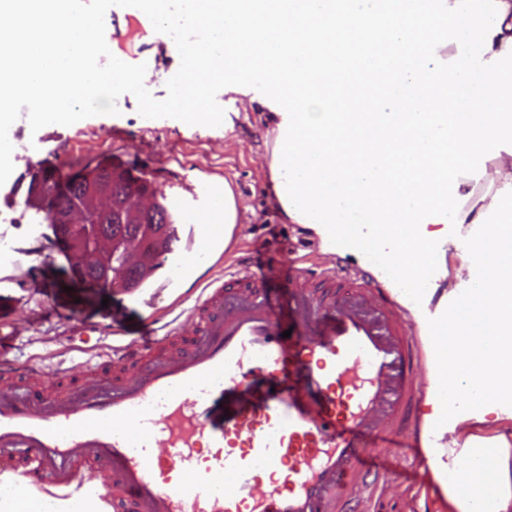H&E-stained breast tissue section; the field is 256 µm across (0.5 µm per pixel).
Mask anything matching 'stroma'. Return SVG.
Masks as SVG:
<instances>
[{
    "instance_id": "35a3bbf8",
    "label": "stroma",
    "mask_w": 512,
    "mask_h": 512,
    "mask_svg": "<svg viewBox=\"0 0 512 512\" xmlns=\"http://www.w3.org/2000/svg\"><path fill=\"white\" fill-rule=\"evenodd\" d=\"M105 39L112 53L147 66L144 83L165 99L166 83L180 58L173 40L157 33L147 15L132 7L105 14ZM204 107L238 110L243 119L233 134L223 127L189 125L163 117L144 120L133 94H123L115 115H98L72 125L52 124L14 139L15 174L44 164L76 171L103 156H116L146 172L167 194L231 180L246 219L237 225L223 255L200 253L188 265L160 269L145 288H100L74 281L59 255L43 253L49 230L43 224H13L6 233L20 265H0V356L42 368L47 379L61 369L79 372L94 364L101 346L112 344L123 327L145 328L163 316L175 299L191 305L193 288L237 266L276 279L283 265L322 271L370 264L368 255L322 251L302 225L282 223L268 177L266 129L248 104L231 101L220 83L196 86ZM387 481L368 503L369 512H448V502L432 484L412 449H395Z\"/></svg>"
}]
</instances>
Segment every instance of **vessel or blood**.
<instances>
[{
	"mask_svg": "<svg viewBox=\"0 0 512 512\" xmlns=\"http://www.w3.org/2000/svg\"><path fill=\"white\" fill-rule=\"evenodd\" d=\"M224 238L191 225L189 259ZM283 303L246 273L209 279L152 344L47 387L0 362V477L23 498L95 499L102 512H347L384 481L425 399L426 358L362 267L286 277Z\"/></svg>",
	"mask_w": 512,
	"mask_h": 512,
	"instance_id": "vessel-or-blood-1",
	"label": "vessel or blood"
}]
</instances>
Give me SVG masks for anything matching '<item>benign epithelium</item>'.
I'll return each mask as SVG.
<instances>
[{"label":"benign epithelium","instance_id":"1","mask_svg":"<svg viewBox=\"0 0 512 512\" xmlns=\"http://www.w3.org/2000/svg\"><path fill=\"white\" fill-rule=\"evenodd\" d=\"M31 209L46 208V198L41 184L34 183L23 198ZM154 197L151 191H135L127 194L117 204L112 198V177L105 176L89 185L72 204L60 206L51 212L56 224H66L78 232L82 247L74 260L73 275L81 280L80 270L100 267L105 276L112 277V256H122L124 266H135L145 259L143 243L139 239L112 240L99 233V225L110 219L123 224L135 220L152 210Z\"/></svg>","mask_w":512,"mask_h":512}]
</instances>
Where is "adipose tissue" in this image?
Listing matches in <instances>:
<instances>
[{"instance_id": "1", "label": "adipose tissue", "mask_w": 512, "mask_h": 512, "mask_svg": "<svg viewBox=\"0 0 512 512\" xmlns=\"http://www.w3.org/2000/svg\"><path fill=\"white\" fill-rule=\"evenodd\" d=\"M186 20L224 68L188 55L171 102L230 132L192 86L247 97L284 219L326 252L330 226L358 225L350 248L376 241L419 333L445 322L427 339L432 480L448 512H512V438L482 434L512 420V0H192ZM459 236L466 307L428 312L429 260Z\"/></svg>"}]
</instances>
